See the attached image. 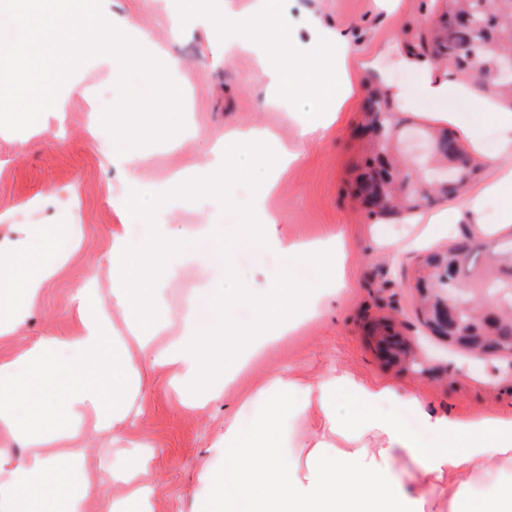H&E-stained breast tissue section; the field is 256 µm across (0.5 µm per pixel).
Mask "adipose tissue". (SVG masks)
I'll use <instances>...</instances> for the list:
<instances>
[{
    "instance_id": "adipose-tissue-1",
    "label": "adipose tissue",
    "mask_w": 512,
    "mask_h": 512,
    "mask_svg": "<svg viewBox=\"0 0 512 512\" xmlns=\"http://www.w3.org/2000/svg\"><path fill=\"white\" fill-rule=\"evenodd\" d=\"M188 9L192 15L213 18L214 34L225 53H255L271 94H288L300 86L313 90L319 110L299 123L300 141L314 140L333 125L346 99L336 78L337 33L316 22L314 48L295 47L277 0H265L258 12L232 26L214 19L209 0H188ZM491 116L506 164L469 207L476 211L483 200L493 201L502 226L512 224V110H495ZM141 136L139 114L125 113L129 149L113 158L127 170L116 203L120 213L147 208L157 218L203 191L230 202L236 185L249 182L247 227L281 257V270L259 290L240 288L233 274L217 276L210 288L215 308L210 326L198 328L187 315L172 336L164 301L167 273L173 266L200 262L197 240L217 236L219 225L200 224L181 232L156 221L135 247L127 240L125 225H113L109 295H102L94 277H87L70 299L75 316L70 329L36 337L20 352L0 357V512H86L93 500L100 512H153L154 487L145 475L155 450L137 434L130 403L142 387L143 370L170 371L181 392L180 411L205 408L223 397L255 356L273 351L305 317L315 314L338 286L341 236L309 243L288 239L277 233L279 218L267 206L280 173L300 159V151L278 145L268 129L231 128L213 149L208 165L179 171L156 185L145 183L138 171ZM23 232V248H0V337L24 327L43 289L63 266L62 260L43 259L15 275L23 256L59 234L49 224H27ZM304 263L313 267L314 277L297 276V267ZM243 302L260 312L247 329L234 319L235 308ZM116 310L126 319L128 340L112 333ZM132 347L141 360L137 368L126 359ZM342 394L369 405V412L340 420L336 399ZM394 396L388 387L345 373L306 383L284 373L271 376L246 401L260 410L250 430H243L238 420L225 421L212 450L223 468L202 474L207 489L203 512H428L435 494L447 502L448 512H512V482L494 485L478 499L469 495L474 479L494 470H512V413L427 415V426L442 442L424 448L375 411V404ZM301 413L313 414L323 426L322 438L308 451L303 468L281 438L288 415ZM356 429L378 432L379 447L336 448L335 439L351 440ZM91 432L126 441L135 465L113 468L105 478L94 476L85 465ZM12 439L24 441L23 458L12 454ZM402 455L417 463L421 491L410 492L395 477L394 462ZM107 483L115 489L108 497L101 492Z\"/></svg>"
}]
</instances>
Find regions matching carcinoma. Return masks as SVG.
I'll return each mask as SVG.
<instances>
[{"label":"carcinoma","mask_w":512,"mask_h":512,"mask_svg":"<svg viewBox=\"0 0 512 512\" xmlns=\"http://www.w3.org/2000/svg\"><path fill=\"white\" fill-rule=\"evenodd\" d=\"M444 2L441 23L432 31L434 50L448 60L453 73L482 88L489 70L512 53V0ZM464 13L473 17L472 26L457 24V17ZM364 114L374 131L372 161L381 167L382 184L369 185L360 176L354 195L371 212L390 215L425 209L441 196L459 193L478 172L471 155L448 131H432L429 136L436 142L438 160L455 165L464 176L445 190L432 185L418 194L397 192L398 144L406 128L392 112L389 97L379 90L367 97ZM414 279L421 296V314L435 335L452 345L491 355L512 351V306L491 308L486 304L492 285H512V233L495 243L464 234L448 248L427 253L415 268ZM440 288L468 304L454 321L442 320L443 307L437 304Z\"/></svg>","instance_id":"cac0c4a2"}]
</instances>
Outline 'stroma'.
I'll use <instances>...</instances> for the list:
<instances>
[{
  "mask_svg": "<svg viewBox=\"0 0 512 512\" xmlns=\"http://www.w3.org/2000/svg\"><path fill=\"white\" fill-rule=\"evenodd\" d=\"M280 11L293 24V39H309V16L346 35V60L353 94L338 121L320 140L302 145L297 138L300 113L311 112L316 102L310 94L282 96L276 104L266 101L267 81L247 52L225 54L212 38L208 23L185 19L184 0H111L110 10L132 16L152 42L161 44L168 58L177 61L169 75L185 82L182 107L196 129L193 137L176 146L154 143L142 147L141 176L162 181L178 167L207 165L212 148L232 127H264L280 142L300 146L302 156L282 172L269 201L279 217V231L291 239L313 241L333 232L345 236L346 285L329 300L320 315L307 320L285 338L277 351L253 360L236 384L204 411H178V394L164 371L149 372L135 401L140 411L138 426L152 443L155 458L148 475L156 491L154 512H197L202 495L199 474L220 467L209 448L228 418L251 425L256 409L246 400L271 375L285 372L308 381L329 373H348L364 382L381 381L395 387L398 399L381 403V412L395 420L422 447L439 446L425 416L449 412L462 417L480 413L512 412V375L506 361L496 362L448 346L423 325L413 273L427 250L448 246L462 233L487 237V225L496 221L492 204H484L481 216L464 212L466 199L480 195L500 174L496 159L497 132L485 117V92L474 89L467 96L449 94L435 99L424 91V76L405 67L402 57L429 60L433 57L431 29L444 7L443 0H397L394 9L377 0H278ZM368 67H360V60ZM120 68L108 69L89 60L72 75L77 90L66 103L63 116L44 113L37 127L21 132L0 130V214L10 217L0 225V238H13L16 224H79L83 227L81 249L60 274L45 287L21 336L0 340V357L21 348L25 341L60 331L72 324L69 299L86 276L95 275L100 288L112 286L106 257L107 231L126 222L132 243L148 233L145 220L120 219L112 200L120 194L125 178L114 165L117 151L113 136L103 127L104 108L114 105L118 93L94 102L91 92L101 84L119 79ZM400 90L398 109L409 127L422 131L441 125V115L453 113L451 128L460 144L470 150L480 166L467 188L466 198H450L413 215L381 217L370 214L352 198L356 175L362 169L365 140L358 131L364 123L363 101L373 80ZM482 118L483 142L474 148L470 126ZM74 188L76 206H64L59 194ZM249 183L236 188L237 203L210 209L190 204L167 215L180 228L197 224L223 227V245L202 239L198 251L207 256V267H173L166 284V308L180 317L187 305H197L200 327L213 318L210 283L225 265H232L240 283L265 287L282 266L280 257L243 227L244 200ZM458 214L445 234L428 238L429 222L439 214ZM396 317L416 358L413 366L400 368L382 360L371 333L373 324ZM420 397L410 403L409 395Z\"/></svg>",
  "mask_w": 512,
  "mask_h": 512,
  "instance_id": "1",
  "label": "stroma"
}]
</instances>
